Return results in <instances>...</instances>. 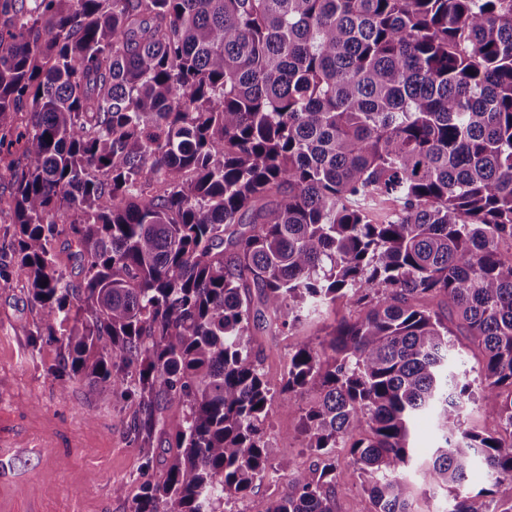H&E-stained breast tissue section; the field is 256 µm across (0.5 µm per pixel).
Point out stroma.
I'll return each mask as SVG.
<instances>
[{"instance_id":"1","label":"stroma","mask_w":512,"mask_h":512,"mask_svg":"<svg viewBox=\"0 0 512 512\" xmlns=\"http://www.w3.org/2000/svg\"><path fill=\"white\" fill-rule=\"evenodd\" d=\"M359 310L351 303L339 300L324 306L321 313L297 330L279 336L257 334L255 344L262 351V371L273 389H280L287 371L289 351L303 339H324L329 327L337 322L358 317ZM35 319L26 283L13 277L10 287L0 288V381L9 379V386L0 384V410L23 420L44 413L56 418L68 428H86L99 434L106 442L99 454L89 459L87 468L95 475L98 494L110 498L112 512H132L134 499L145 482L159 480L172 454L167 436H160L153 467L142 472L141 460L130 443V425L135 406L119 394L102 398L87 395L82 386L63 390L46 373L60 359L59 347L52 339H44L39 348H32L27 333ZM92 411V421H85V411ZM272 445L274 463L292 462L309 466L313 460L300 434L298 414L272 410L265 422ZM412 439L416 448V468L406 473L415 495L414 512H448L451 498L446 489L423 482L419 464L429 460L438 442L435 420L421 415L412 424ZM336 462L344 475V483L336 495V512H371L372 504L361 486L345 447L336 450ZM124 486L123 497L112 494L115 486Z\"/></svg>"}]
</instances>
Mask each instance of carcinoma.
<instances>
[{"label": "carcinoma", "mask_w": 512, "mask_h": 512, "mask_svg": "<svg viewBox=\"0 0 512 512\" xmlns=\"http://www.w3.org/2000/svg\"><path fill=\"white\" fill-rule=\"evenodd\" d=\"M23 2L0 0V288L24 278L61 389L132 400L143 470L168 428L133 512H218L280 470L265 512H336L341 442L373 512H412L422 412L448 512H512L467 488L476 463L512 478V0ZM338 299L365 315L303 340L271 391L254 331ZM310 386L315 461L276 469L272 403ZM471 399L494 432L463 427ZM461 340V344L458 347L459 349V361L454 363V371L463 373L464 371H467L469 373V378H473L476 376V373L472 371L473 367H478V362L481 359V354L478 350H474L467 346V341L462 338V336H459Z\"/></svg>", "instance_id": "cac0c4a2"}]
</instances>
